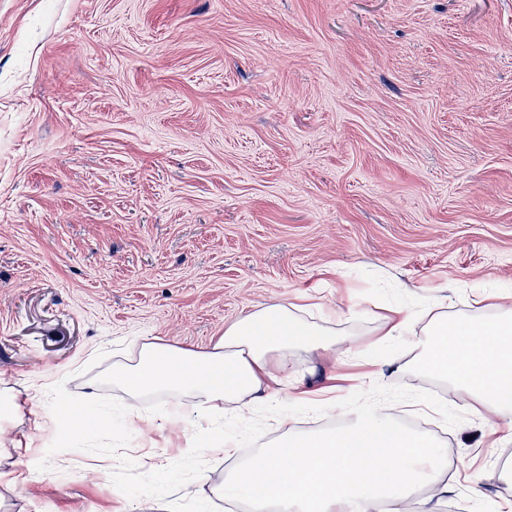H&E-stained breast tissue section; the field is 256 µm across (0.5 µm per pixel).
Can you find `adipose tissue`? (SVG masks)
Wrapping results in <instances>:
<instances>
[{
	"instance_id": "1",
	"label": "adipose tissue",
	"mask_w": 512,
	"mask_h": 512,
	"mask_svg": "<svg viewBox=\"0 0 512 512\" xmlns=\"http://www.w3.org/2000/svg\"><path fill=\"white\" fill-rule=\"evenodd\" d=\"M493 315L449 316L439 296L410 311L389 308L382 336H415L407 369L463 389L470 407L491 415L496 441H512V286L487 288ZM307 309L270 304L224 326L201 348H181L155 337L142 343L132 362L112 368V383L138 396L164 392L182 397L184 417L217 422L225 405L274 403L277 380L287 373L289 349L334 351L336 330L308 320ZM423 331H416L417 323ZM193 446L236 458L238 442L201 435ZM237 460V458H236ZM446 452L428 434L399 426L372 404L338 429L289 432L237 464L216 491L242 500L247 512H407L421 480H437Z\"/></svg>"
}]
</instances>
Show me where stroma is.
I'll list each match as a JSON object with an SVG mask.
<instances>
[{
	"instance_id": "obj_1",
	"label": "stroma",
	"mask_w": 512,
	"mask_h": 512,
	"mask_svg": "<svg viewBox=\"0 0 512 512\" xmlns=\"http://www.w3.org/2000/svg\"><path fill=\"white\" fill-rule=\"evenodd\" d=\"M512 281V0H0V512H167L206 419L112 387L145 340L207 345L258 304L331 305L358 345L288 352L283 401L224 433L260 448L322 426L303 402L338 379L355 409L383 308L447 295L472 312ZM374 391L433 405L457 477L437 512L512 503L481 410L423 374ZM106 417L32 425L56 397ZM136 416L121 424L124 409ZM69 458L58 468L59 458ZM168 460L166 473L154 460ZM490 496L474 501L471 481Z\"/></svg>"
}]
</instances>
